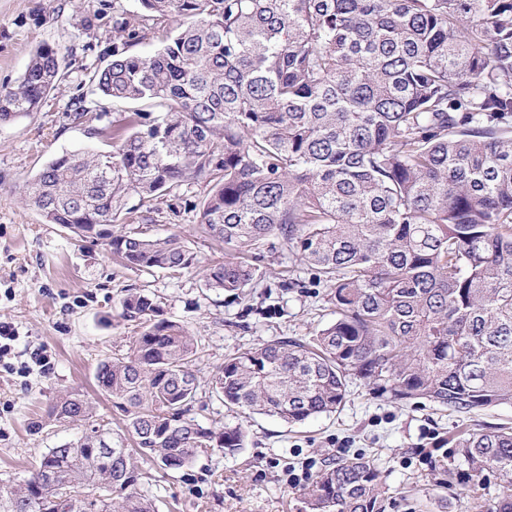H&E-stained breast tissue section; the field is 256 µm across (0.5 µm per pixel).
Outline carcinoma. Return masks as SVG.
Returning a JSON list of instances; mask_svg holds the SVG:
<instances>
[{"instance_id": "obj_1", "label": "carcinoma", "mask_w": 512, "mask_h": 512, "mask_svg": "<svg viewBox=\"0 0 512 512\" xmlns=\"http://www.w3.org/2000/svg\"><path fill=\"white\" fill-rule=\"evenodd\" d=\"M138 2L113 18L112 59L85 74L96 96L68 113L84 124L131 104L112 149L47 161L29 205L127 267L189 271L200 258L179 236L114 227L153 222L151 201L203 179L196 222L233 251L206 266L207 288L240 297L256 278L248 254L272 237L317 272L332 323L234 353L213 376L237 415L335 413L353 377L457 414L512 405V0ZM63 77L58 51L38 48L18 86L0 89V122L38 111ZM120 305L142 331L95 378L136 450L176 470L243 448L241 425L193 416L186 326L135 288ZM51 415L92 418L67 393ZM454 447L458 495L496 476L494 512H512V431L466 430ZM141 479L131 449L93 427L22 483L0 480V512H155ZM304 497L307 512H386L361 454L321 468Z\"/></svg>"}]
</instances>
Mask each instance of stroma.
Masks as SVG:
<instances>
[{
	"instance_id": "1",
	"label": "stroma",
	"mask_w": 512,
	"mask_h": 512,
	"mask_svg": "<svg viewBox=\"0 0 512 512\" xmlns=\"http://www.w3.org/2000/svg\"><path fill=\"white\" fill-rule=\"evenodd\" d=\"M138 12L137 0H0V88L17 86L33 52L42 45L58 50L64 78L37 111L0 122V322L12 324L18 351L41 348L54 364L49 375L22 377L0 371V479L16 480L51 448L82 435L79 426L55 421L49 410L64 392L92 408L94 425L124 439L125 414L96 386L98 364L129 353L141 331L121 315L125 289L155 294L164 317L187 325L198 342L196 368L201 387L196 418L222 429L230 417L211 394V379L237 351L282 338H312L333 319L330 290L316 284L280 239H270L258 261L261 286L242 301L206 288L201 268L173 273L142 272L118 265L107 247L78 243L66 229L43 223L25 202L28 181L50 158L76 150L104 148L105 138L72 124L67 112L88 94V68L112 52V5ZM210 190L204 181L188 186L182 199L154 201L147 234L179 235L203 263L224 256L197 224L193 207ZM300 280L282 292L280 272ZM42 428L29 430L32 420ZM246 443L235 454L208 451L188 467L165 470L151 462L141 486L157 512H304L302 488L326 463L371 454L382 476L387 512H490L498 481L458 499L448 486L441 451L458 427H512V406L473 412L460 419L431 403L401 406L373 393L363 380L349 382L345 404L294 426L263 415H243ZM300 477L290 486L289 474Z\"/></svg>"
}]
</instances>
